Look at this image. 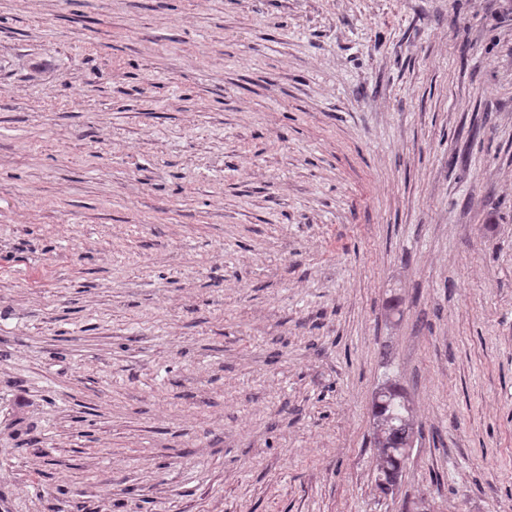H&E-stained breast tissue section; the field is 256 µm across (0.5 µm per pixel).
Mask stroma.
I'll return each mask as SVG.
<instances>
[{
	"instance_id": "obj_1",
	"label": "stroma",
	"mask_w": 512,
	"mask_h": 512,
	"mask_svg": "<svg viewBox=\"0 0 512 512\" xmlns=\"http://www.w3.org/2000/svg\"><path fill=\"white\" fill-rule=\"evenodd\" d=\"M424 502L512 512V0H0V512ZM379 388L385 393L380 403L372 405L371 443L375 448L377 487L382 493H388L395 486L396 477L403 472L416 431L405 391L390 379Z\"/></svg>"
}]
</instances>
